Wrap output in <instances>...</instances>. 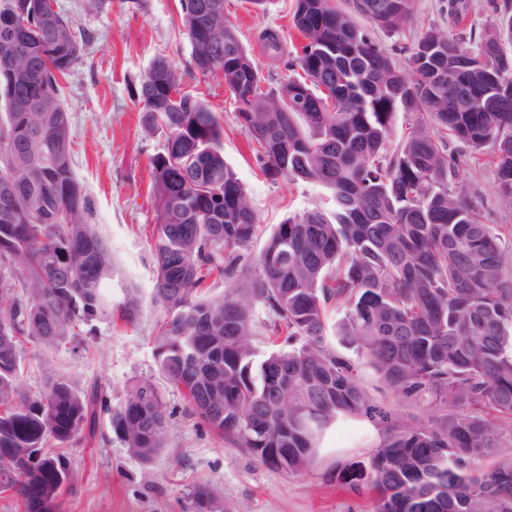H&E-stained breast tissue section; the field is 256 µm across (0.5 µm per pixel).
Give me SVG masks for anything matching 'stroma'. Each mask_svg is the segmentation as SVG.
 <instances>
[{
	"mask_svg": "<svg viewBox=\"0 0 512 512\" xmlns=\"http://www.w3.org/2000/svg\"><path fill=\"white\" fill-rule=\"evenodd\" d=\"M60 2L93 35L62 93L71 116L73 171L91 201V222L112 252L117 282L134 288L141 306L135 325L98 322L84 346L67 344L51 357L58 372L82 384L97 382L115 407L124 401L131 380L152 381L171 414L166 445L149 465L114 438L86 435L68 448L74 481L62 512H194L189 492L199 484L214 489L219 512H374L371 494L331 479L337 461L360 460L369 453L377 437L370 425L341 421L327 432L311 469L278 471L209 431L189 413L183 392L158 369L153 339L164 313L151 301L155 264L149 234L156 212L148 187L150 159L162 152L164 138L143 132L135 97L153 59L164 56L185 72L186 87L207 99L222 118L224 159L248 190L257 216L249 254L260 251L277 224L310 207L319 188L264 175L222 86L191 69L179 0H112L106 10L95 8L94 0ZM294 4L270 0L267 11L259 13L252 0H224L225 20L276 81L291 76V67L287 58L268 57L256 34L271 27L284 42L295 39L290 27ZM359 24L403 71L422 29L450 33L455 27L448 20V0H411L408 22L394 33L365 18ZM464 179L467 194L482 206L488 223L503 236L512 235V198L501 193L494 167L465 170Z\"/></svg>",
	"mask_w": 512,
	"mask_h": 512,
	"instance_id": "35a3bbf8",
	"label": "stroma"
}]
</instances>
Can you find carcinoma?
<instances>
[{
    "label": "carcinoma",
    "mask_w": 512,
    "mask_h": 512,
    "mask_svg": "<svg viewBox=\"0 0 512 512\" xmlns=\"http://www.w3.org/2000/svg\"><path fill=\"white\" fill-rule=\"evenodd\" d=\"M194 69L220 81L255 158L271 179L324 189L322 202L276 225L257 255L247 189L224 160L223 126L183 74L157 57L137 101L148 134L165 136L151 159L157 212L150 245L152 299L165 312L154 337L159 370L184 392L190 413L259 463L309 469L325 433L343 419L379 430L364 460L339 462L333 478L375 494L376 512H512V240H505L457 186L461 157L495 166L512 197V10L479 39L420 33L412 76L357 24L394 32L410 0H296L298 76L271 83L224 0H180ZM221 25L222 42L202 34ZM92 40L57 0H0V493L21 512H61L73 478L59 452L82 432L106 427L130 455L150 464L165 447L170 414L147 380L116 408L93 381L83 387L44 360L45 389L32 396L18 377L24 346L81 345L93 322L136 323L138 297L122 289L89 222L92 208L72 168L63 82ZM271 58L278 30L257 35ZM468 42L470 47L462 44ZM414 122L391 144L398 108ZM234 287L211 295L212 281ZM274 315L261 357L253 307ZM345 310L335 331L389 392L428 418L372 399L353 366L327 343L326 315ZM290 349L279 348V343ZM497 459L491 470L475 463ZM210 512L211 489L191 492Z\"/></svg>",
    "instance_id": "1"
}]
</instances>
